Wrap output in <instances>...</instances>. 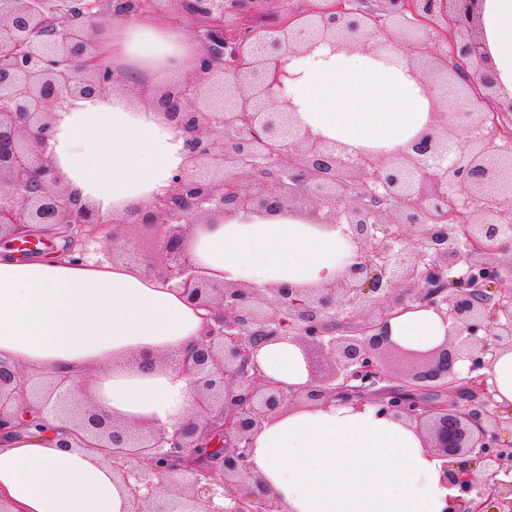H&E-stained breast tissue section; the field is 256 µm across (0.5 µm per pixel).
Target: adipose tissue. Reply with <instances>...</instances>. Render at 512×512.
<instances>
[{"label":"adipose tissue","instance_id":"adipose-tissue-1","mask_svg":"<svg viewBox=\"0 0 512 512\" xmlns=\"http://www.w3.org/2000/svg\"><path fill=\"white\" fill-rule=\"evenodd\" d=\"M480 23L500 91L512 97V0H481ZM106 49L129 63L124 86L57 104L48 152L68 190L109 223L168 195L172 174L185 166L180 131L142 100L193 69L198 50L181 27L136 17L113 27ZM287 69L298 122L348 153L399 152L433 121L408 59L393 50L323 44ZM186 246L204 275L255 288L334 282L348 253L339 229L294 212L227 215L196 225ZM203 329L179 290L136 265L22 260L0 246V360L49 373L74 402L91 399L103 415L145 429L187 419L194 392L177 362L147 369L137 360L186 351ZM389 330L403 346L426 348L443 340L448 325L419 305L394 315ZM255 361L284 386L310 382L305 355L289 337L261 347ZM248 463L287 512H443L454 493L443 459L405 423L369 405L286 410L253 434ZM0 500L11 512L130 508L111 462L86 448H61L48 415L41 428L0 447Z\"/></svg>","mask_w":512,"mask_h":512}]
</instances>
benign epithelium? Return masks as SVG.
I'll list each match as a JSON object with an SVG mask.
<instances>
[{
	"instance_id": "7a95c632",
	"label": "benign epithelium",
	"mask_w": 512,
	"mask_h": 512,
	"mask_svg": "<svg viewBox=\"0 0 512 512\" xmlns=\"http://www.w3.org/2000/svg\"><path fill=\"white\" fill-rule=\"evenodd\" d=\"M156 0H69L62 18L47 0H0V241L22 255L60 239L79 262L120 260L142 229L160 240L156 278L206 311L205 329L179 358L196 412L172 430L120 424L66 408L45 381L26 393L20 369L0 363V446L28 426L29 408L62 423L61 448L99 450L130 492V512H286L247 463L251 435L293 402L338 401L402 420L446 460L459 495L443 512H512V408L487 370L512 350V289L498 252L512 250V137L500 145L512 102L497 101L480 35L479 0H323L274 15L263 0H171L195 23L196 66L153 100L182 131L189 165L170 193L132 221L103 223L62 186L48 154L52 114L66 97L114 88L117 71L98 36L154 12ZM397 47L426 92L457 90L455 111L433 101L436 121L403 151L349 154L295 118L286 69L323 43L348 50ZM345 224L355 257L335 282L264 289L201 274L186 247L196 224L239 212H301ZM463 267H458V264ZM429 305L448 334L426 349L392 339L394 312ZM289 329L310 384L293 392L254 361Z\"/></svg>"
}]
</instances>
